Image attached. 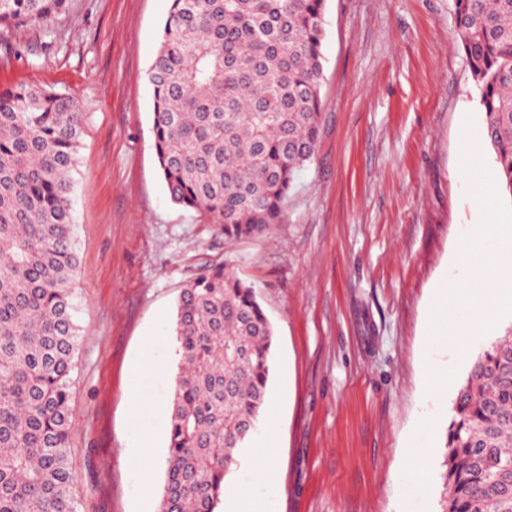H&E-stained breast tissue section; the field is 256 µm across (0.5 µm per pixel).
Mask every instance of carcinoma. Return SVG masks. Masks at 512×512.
<instances>
[{"instance_id": "1", "label": "carcinoma", "mask_w": 512, "mask_h": 512, "mask_svg": "<svg viewBox=\"0 0 512 512\" xmlns=\"http://www.w3.org/2000/svg\"><path fill=\"white\" fill-rule=\"evenodd\" d=\"M66 0H0V24ZM326 0H171L150 72L154 147L172 203L228 241L284 222L320 134ZM498 184L512 198V0H455ZM76 100L0 92V512H77L68 463ZM180 362L159 512H217L268 398L274 328L222 265L181 292ZM441 512H512V329L471 365L448 427Z\"/></svg>"}]
</instances>
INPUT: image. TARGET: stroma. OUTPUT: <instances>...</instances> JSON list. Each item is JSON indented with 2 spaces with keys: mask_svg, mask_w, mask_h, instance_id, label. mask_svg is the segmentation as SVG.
I'll list each match as a JSON object with an SVG mask.
<instances>
[{
  "mask_svg": "<svg viewBox=\"0 0 512 512\" xmlns=\"http://www.w3.org/2000/svg\"><path fill=\"white\" fill-rule=\"evenodd\" d=\"M170 4L66 0L44 22L0 26V91L37 84L73 95L83 114L68 441L77 512H158L167 450L128 422L168 431L177 300L217 264L254 286L275 329L270 512H440L453 403L491 343L448 352L430 311L438 285L466 276L458 244L492 211L512 219V198L479 191L492 150L477 166L459 151L461 129L484 132L455 0H327L315 157L285 223L233 242L171 202L158 166L149 73ZM431 361L453 367L434 393ZM427 445V478L409 483L408 449Z\"/></svg>",
  "mask_w": 512,
  "mask_h": 512,
  "instance_id": "obj_1",
  "label": "stroma"
}]
</instances>
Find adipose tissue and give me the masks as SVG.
Masks as SVG:
<instances>
[{"label":"adipose tissue","instance_id":"ef3b65f1","mask_svg":"<svg viewBox=\"0 0 512 512\" xmlns=\"http://www.w3.org/2000/svg\"><path fill=\"white\" fill-rule=\"evenodd\" d=\"M458 259L467 272L465 293L473 316L467 321L455 317L454 299L458 291L445 287L438 291L440 302L430 329L446 340L493 336L503 309H512V225L502 223L499 215H491L478 240L460 245Z\"/></svg>","mask_w":512,"mask_h":512}]
</instances>
